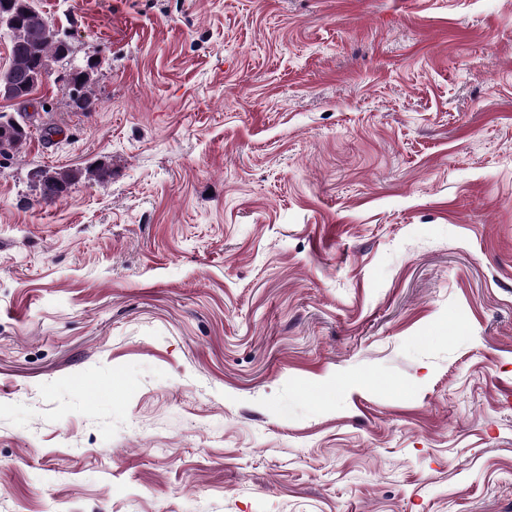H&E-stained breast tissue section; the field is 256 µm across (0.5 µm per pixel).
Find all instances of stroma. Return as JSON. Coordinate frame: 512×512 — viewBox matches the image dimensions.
<instances>
[{
    "label": "stroma",
    "instance_id": "stroma-1",
    "mask_svg": "<svg viewBox=\"0 0 512 512\" xmlns=\"http://www.w3.org/2000/svg\"><path fill=\"white\" fill-rule=\"evenodd\" d=\"M35 2L0 512H512V0ZM30 4L36 13L38 22L34 26L23 21L18 26L7 29L6 36L11 44V63L8 68L0 72L3 76L14 75L0 89L1 99L10 101L13 89L16 86L28 88L34 84L27 76L20 74L34 73L37 76H49L58 67L62 68V60L69 51L67 34L60 32L49 18L37 8L35 1ZM36 43L38 47L34 52L27 51V45ZM95 65L86 63L85 66L76 67L71 64L63 68L60 79L69 87L70 96L76 100L77 108L81 112L95 111L97 103L92 94V84ZM48 171L52 173L53 181L61 187V191L63 192L62 195L68 193L70 188L79 182L83 177H95L103 181L107 176H109L108 170L104 167H97L94 170L82 169L78 167H62L49 169ZM56 184L53 185L57 187Z\"/></svg>",
    "mask_w": 512,
    "mask_h": 512
}]
</instances>
